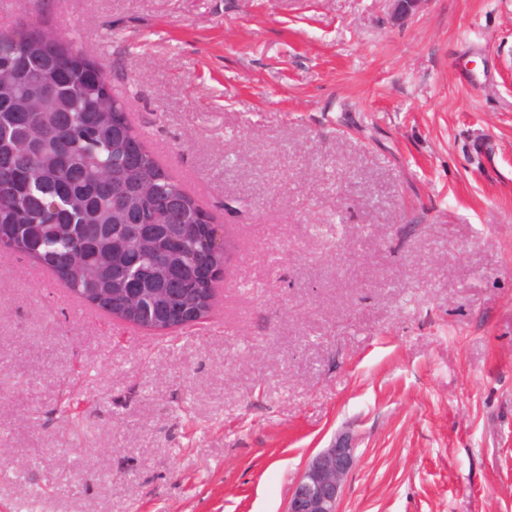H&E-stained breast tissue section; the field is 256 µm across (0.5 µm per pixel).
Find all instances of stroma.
Wrapping results in <instances>:
<instances>
[{
  "label": "stroma",
  "instance_id": "obj_1",
  "mask_svg": "<svg viewBox=\"0 0 512 512\" xmlns=\"http://www.w3.org/2000/svg\"><path fill=\"white\" fill-rule=\"evenodd\" d=\"M45 17L234 248L163 333L0 252V512H285L345 435L340 512H512V0Z\"/></svg>",
  "mask_w": 512,
  "mask_h": 512
}]
</instances>
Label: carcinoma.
I'll return each mask as SVG.
<instances>
[{"label":"carcinoma","instance_id":"carcinoma-1","mask_svg":"<svg viewBox=\"0 0 512 512\" xmlns=\"http://www.w3.org/2000/svg\"><path fill=\"white\" fill-rule=\"evenodd\" d=\"M95 67L72 39L18 40L0 30V239L90 303L117 301L133 286L153 293L179 269L188 291L133 322L163 324L174 311L204 319L210 293L192 280L201 239L188 234L175 253L148 250L135 275L112 245V233L124 234L128 224H210L214 217L148 150L116 99L105 97L110 82ZM33 83L44 99L30 97ZM30 140L38 153L26 149Z\"/></svg>","mask_w":512,"mask_h":512}]
</instances>
